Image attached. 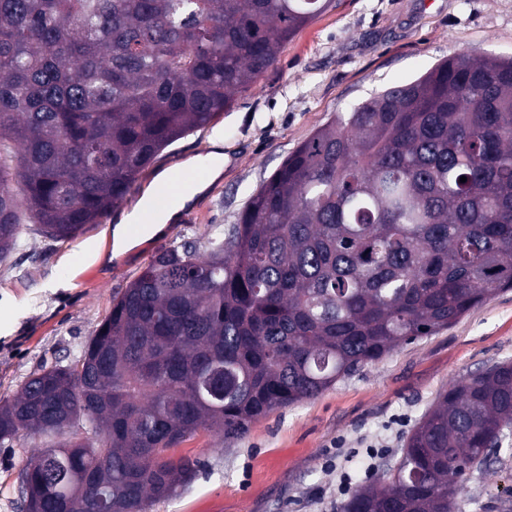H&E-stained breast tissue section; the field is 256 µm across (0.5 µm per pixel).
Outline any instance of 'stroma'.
I'll return each mask as SVG.
<instances>
[{
	"label": "stroma",
	"mask_w": 512,
	"mask_h": 512,
	"mask_svg": "<svg viewBox=\"0 0 512 512\" xmlns=\"http://www.w3.org/2000/svg\"><path fill=\"white\" fill-rule=\"evenodd\" d=\"M512 55V0H334L237 93L209 125L166 148L101 223L55 242L29 231L0 264V398L41 370L70 363L113 297L161 250L236 223L251 196L336 113L418 77L448 55ZM224 142V170L160 232L121 255L112 230L161 171ZM512 361V290L432 336L409 341L319 396L254 422L238 439L202 430L173 456L199 461L195 479L149 512H338L376 483L438 395L458 379ZM29 451L0 446V512H22ZM512 488V456L461 482L459 512H498Z\"/></svg>",
	"instance_id": "35a3bbf8"
}]
</instances>
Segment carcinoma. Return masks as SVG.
Here are the masks:
<instances>
[{"instance_id":"1","label":"carcinoma","mask_w":512,"mask_h":512,"mask_svg":"<svg viewBox=\"0 0 512 512\" xmlns=\"http://www.w3.org/2000/svg\"><path fill=\"white\" fill-rule=\"evenodd\" d=\"M331 4L0 0V263L28 222L99 223ZM510 289L512 57L453 54L318 128L238 223L158 253L79 356L0 401V445L40 448L28 512H148L196 475L169 449L238 437ZM489 448L512 451V362L440 393L340 512H456Z\"/></svg>"}]
</instances>
